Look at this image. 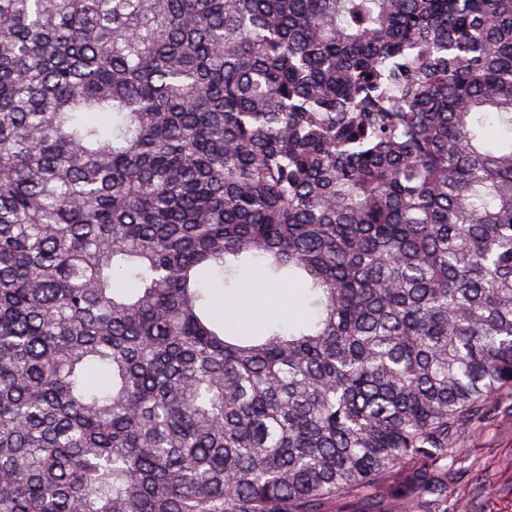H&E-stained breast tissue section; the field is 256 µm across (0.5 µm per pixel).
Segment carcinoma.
<instances>
[{"instance_id":"carcinoma-1","label":"carcinoma","mask_w":512,"mask_h":512,"mask_svg":"<svg viewBox=\"0 0 512 512\" xmlns=\"http://www.w3.org/2000/svg\"><path fill=\"white\" fill-rule=\"evenodd\" d=\"M510 411L512 0H0V512H448ZM209 293L215 301L224 300L228 307L224 313L226 329L237 334L268 324L288 326L307 315L298 283L269 279L256 270L241 275L229 287L215 286Z\"/></svg>"}]
</instances>
